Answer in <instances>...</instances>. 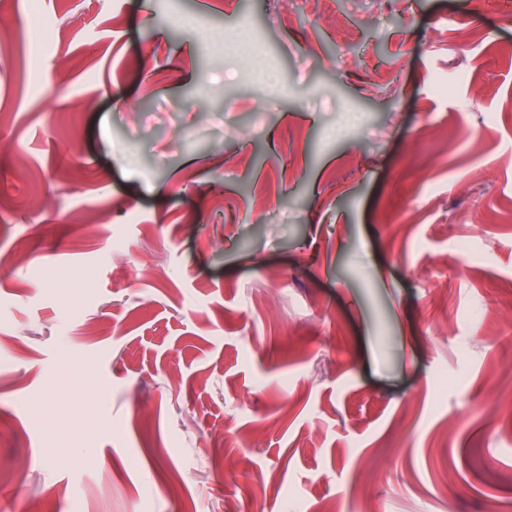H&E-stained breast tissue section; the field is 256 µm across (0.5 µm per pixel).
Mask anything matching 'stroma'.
I'll list each match as a JSON object with an SVG mask.
<instances>
[{
	"instance_id": "obj_1",
	"label": "stroma",
	"mask_w": 512,
	"mask_h": 512,
	"mask_svg": "<svg viewBox=\"0 0 512 512\" xmlns=\"http://www.w3.org/2000/svg\"><path fill=\"white\" fill-rule=\"evenodd\" d=\"M509 321L487 0L0 7V512H512Z\"/></svg>"
}]
</instances>
